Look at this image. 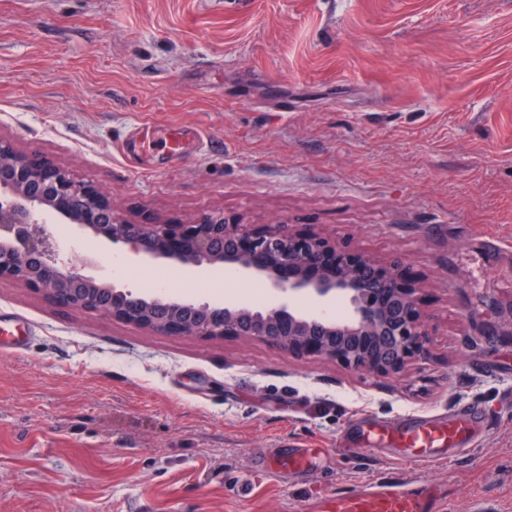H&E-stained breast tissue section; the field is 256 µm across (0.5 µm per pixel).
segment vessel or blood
<instances>
[{
  "label": "vessel or blood",
  "instance_id": "1",
  "mask_svg": "<svg viewBox=\"0 0 512 512\" xmlns=\"http://www.w3.org/2000/svg\"><path fill=\"white\" fill-rule=\"evenodd\" d=\"M149 131L148 124L136 125L132 138L127 142L128 148L148 154L161 144L175 156L185 151L194 135L193 129L185 126L170 127L160 140L150 137ZM373 433L379 437L397 434L404 447L403 458L409 462L445 459L447 449L454 447L462 436L461 430L455 426L431 423L419 424L400 433L393 427L378 425ZM439 499L438 490L425 483L370 482L326 496L319 503V512H440L437 506Z\"/></svg>",
  "mask_w": 512,
  "mask_h": 512
}]
</instances>
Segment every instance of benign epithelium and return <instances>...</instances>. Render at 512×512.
<instances>
[{
    "label": "benign epithelium",
    "mask_w": 512,
    "mask_h": 512,
    "mask_svg": "<svg viewBox=\"0 0 512 512\" xmlns=\"http://www.w3.org/2000/svg\"><path fill=\"white\" fill-rule=\"evenodd\" d=\"M75 234L125 245L144 258L229 271L255 278L277 294L267 308L231 300L199 303V325L156 314L160 300L99 282L71 266L48 234L43 216ZM0 279L44 295L61 308L93 312L151 334L258 340L295 358L333 360L376 378L400 377L428 354L417 289L393 264L341 250L326 238L286 224L262 230L222 211L192 224L130 223L112 197L73 177L39 153H18L0 140Z\"/></svg>",
    "instance_id": "1"
}]
</instances>
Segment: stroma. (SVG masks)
I'll use <instances>...</instances> for the list:
<instances>
[{
    "label": "stroma",
    "instance_id": "obj_1",
    "mask_svg": "<svg viewBox=\"0 0 512 512\" xmlns=\"http://www.w3.org/2000/svg\"><path fill=\"white\" fill-rule=\"evenodd\" d=\"M137 123L196 127L172 162ZM0 139L111 193L126 219L276 222L395 264L428 351L396 380L264 343L154 335L0 279V512H317L419 478L443 512H512V0H0ZM135 292L254 304L168 259ZM473 419H466L465 409ZM467 422L448 461L363 449L375 425ZM305 454L304 470L270 475Z\"/></svg>",
    "mask_w": 512,
    "mask_h": 512
}]
</instances>
